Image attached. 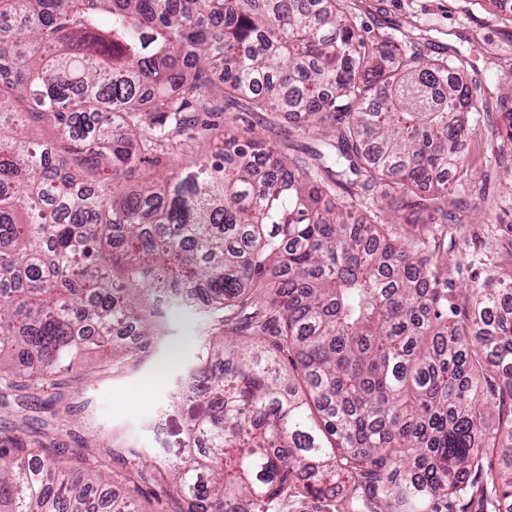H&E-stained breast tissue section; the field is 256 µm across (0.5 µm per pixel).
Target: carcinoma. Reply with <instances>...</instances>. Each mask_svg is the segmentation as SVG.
<instances>
[{
	"mask_svg": "<svg viewBox=\"0 0 512 512\" xmlns=\"http://www.w3.org/2000/svg\"><path fill=\"white\" fill-rule=\"evenodd\" d=\"M239 104L323 149L224 131ZM481 109L453 61L365 40L345 0H0V385L139 360L161 332L159 299L135 287L215 330L180 384L174 461L106 446L71 469L60 447L1 439L0 512H135L145 479L187 512H280L290 491L360 483L390 512H454L477 477L481 502L512 512L504 288L473 281L462 328L436 262ZM502 124L512 160V108ZM178 140L214 149L124 190ZM130 322L135 344L117 334Z\"/></svg>",
	"mask_w": 512,
	"mask_h": 512,
	"instance_id": "cac0c4a2",
	"label": "carcinoma"
}]
</instances>
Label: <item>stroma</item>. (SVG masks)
I'll return each instance as SVG.
<instances>
[{"instance_id": "obj_1", "label": "stroma", "mask_w": 512, "mask_h": 512, "mask_svg": "<svg viewBox=\"0 0 512 512\" xmlns=\"http://www.w3.org/2000/svg\"><path fill=\"white\" fill-rule=\"evenodd\" d=\"M348 8L364 38L389 37L423 58L453 60L467 78L480 80L489 102H496L501 84L512 83V25L488 0H348ZM499 119L495 110L489 121L471 128L464 160L448 175V264L440 272L453 286L450 301L461 321L472 307L465 293L471 280L489 275L512 280V233L497 221L512 197V180L496 160ZM162 323L167 337L146 350L137 369L47 379L17 391L9 404L0 405V437L30 443L41 419L50 416L62 427L58 443L71 453L88 455L93 444L111 442L117 433L143 458H160L154 423L209 340L208 321L197 310H165ZM283 512L389 508L356 488L329 500L292 495Z\"/></svg>"}]
</instances>
